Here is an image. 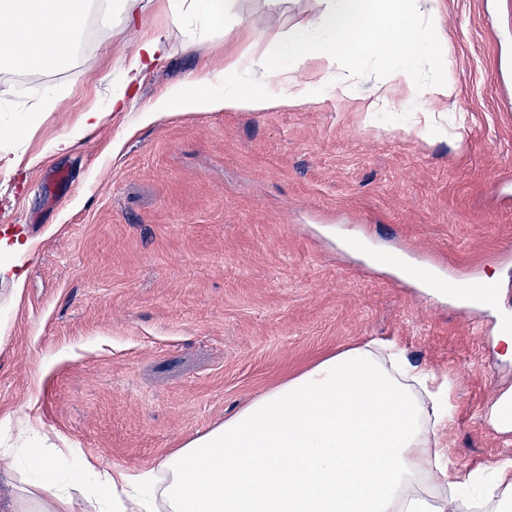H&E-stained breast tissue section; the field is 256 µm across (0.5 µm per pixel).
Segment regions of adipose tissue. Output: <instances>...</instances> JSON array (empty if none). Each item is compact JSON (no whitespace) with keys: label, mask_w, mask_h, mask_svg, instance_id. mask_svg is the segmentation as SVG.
<instances>
[{"label":"adipose tissue","mask_w":512,"mask_h":512,"mask_svg":"<svg viewBox=\"0 0 512 512\" xmlns=\"http://www.w3.org/2000/svg\"><path fill=\"white\" fill-rule=\"evenodd\" d=\"M313 32H294L258 56L226 54L221 68L189 91L163 94L140 122L187 112H265L308 101L299 71L313 69L327 96L353 97L352 74L365 52L390 77L373 83L369 108L396 88L420 93L444 112L455 95L446 79L416 82L413 62L441 55L415 32L412 13L435 14L438 0H320ZM165 33L140 32L143 0H0V64L35 69L76 50L91 16H121L137 31L135 51L106 88L105 106L84 111L69 136L94 132L108 113L126 111L129 92L166 57L169 34L187 37L221 24L228 0H166ZM278 80L279 95L265 87ZM450 395L434 373L398 346L369 341L328 355L262 392L223 423L137 471L102 467L72 448L47 447L45 428L19 417L30 448L7 449L20 473L14 512H461V488L478 472L451 465L441 432Z\"/></svg>","instance_id":"adipose-tissue-1"}]
</instances>
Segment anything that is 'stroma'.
Masks as SVG:
<instances>
[{"label":"stroma","mask_w":512,"mask_h":512,"mask_svg":"<svg viewBox=\"0 0 512 512\" xmlns=\"http://www.w3.org/2000/svg\"><path fill=\"white\" fill-rule=\"evenodd\" d=\"M318 9L233 0L222 25L172 35L129 111L62 152L55 142L102 104V75L135 49L124 21L91 24L66 63L0 70V238L31 244L22 292L0 278V448L24 447L4 422L22 411L102 466L136 471L376 338L448 382L455 466L512 458V431L492 414L512 394V0H440L436 18L415 17L446 41L441 73L456 89L443 130L424 138L406 132L423 118L418 96L363 111L361 93L388 77L375 56L354 99L313 88L297 109L137 123L158 96L221 65L222 49L262 51ZM90 54L100 72L86 71ZM49 91L57 111H33ZM384 252L492 279L499 293L459 306L379 264Z\"/></svg>","instance_id":"stroma-1"}]
</instances>
